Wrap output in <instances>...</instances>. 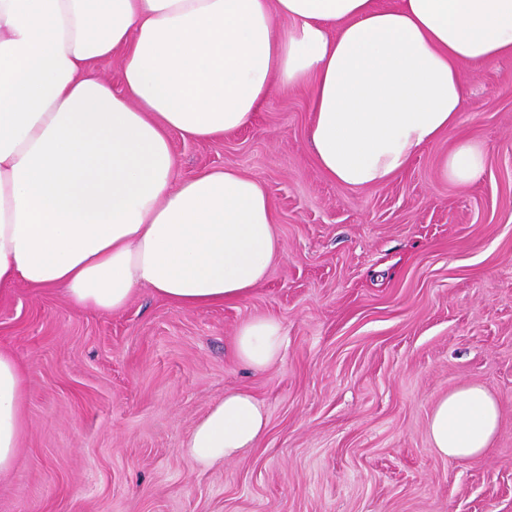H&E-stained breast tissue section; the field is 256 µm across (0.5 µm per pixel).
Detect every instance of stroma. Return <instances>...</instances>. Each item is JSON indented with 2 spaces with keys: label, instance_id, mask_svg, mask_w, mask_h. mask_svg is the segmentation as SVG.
Masks as SVG:
<instances>
[{
  "label": "stroma",
  "instance_id": "stroma-1",
  "mask_svg": "<svg viewBox=\"0 0 512 512\" xmlns=\"http://www.w3.org/2000/svg\"><path fill=\"white\" fill-rule=\"evenodd\" d=\"M463 80L457 126L379 187L318 169L301 91L222 139L173 136L180 177L231 167L269 192L283 253L245 301L181 309L141 289L101 311L24 285L0 295V348L25 380L0 512H512V56ZM462 136L490 156L467 186L440 170ZM253 317L287 339L260 373L232 350ZM468 383L501 404L476 462L438 456L427 434ZM235 389L265 403L268 430L200 469L182 443Z\"/></svg>",
  "mask_w": 512,
  "mask_h": 512
}]
</instances>
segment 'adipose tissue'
<instances>
[{
	"mask_svg": "<svg viewBox=\"0 0 512 512\" xmlns=\"http://www.w3.org/2000/svg\"><path fill=\"white\" fill-rule=\"evenodd\" d=\"M512 55V0H0V295L53 289L118 310L142 288L179 307L246 300L280 259L270 197L233 168L177 176L171 136L209 141L249 125L272 94L304 90L318 168L351 188L387 184L455 127L461 64ZM120 60V89L96 74ZM489 161L460 142L449 181ZM286 344L273 318L244 322L236 358L261 372ZM21 365L0 349V476L19 454ZM501 418L483 387L428 419L443 457L481 459ZM265 404L230 390L183 451L203 469L268 429Z\"/></svg>",
	"mask_w": 512,
	"mask_h": 512,
	"instance_id": "adipose-tissue-1",
	"label": "adipose tissue"
}]
</instances>
